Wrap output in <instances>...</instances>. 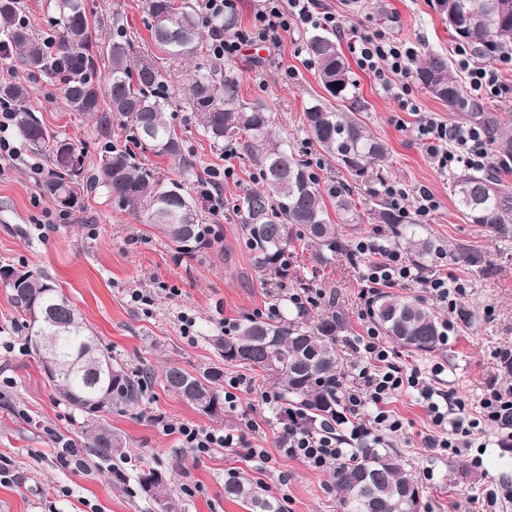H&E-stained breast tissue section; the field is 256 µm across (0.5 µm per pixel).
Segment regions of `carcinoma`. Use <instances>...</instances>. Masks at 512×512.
Masks as SVG:
<instances>
[{"instance_id": "obj_1", "label": "carcinoma", "mask_w": 512, "mask_h": 512, "mask_svg": "<svg viewBox=\"0 0 512 512\" xmlns=\"http://www.w3.org/2000/svg\"><path fill=\"white\" fill-rule=\"evenodd\" d=\"M46 6L54 13L57 27L49 55L30 44L28 27L16 21L18 0H0V43L18 51L27 69L47 71L59 79L66 110L100 122L101 113L109 111L131 125L134 143L187 171L194 168L193 156L167 119L173 101L159 65L150 57L135 59L137 50L127 39L102 37L87 15L85 0H46ZM142 7L151 40L166 60H190L199 50L204 31L227 34L240 25L235 11L203 17L193 0H142ZM448 32L473 58L491 61L512 46V0H450ZM305 50L330 99H318L306 107L304 128L325 154L361 177L385 161L388 146L366 135L357 120L343 116L329 103L333 99L348 103L354 111L364 108L336 36L314 32L306 38ZM103 68L107 72L104 86L98 78ZM415 76L448 111L465 113L490 130L491 164L457 176L451 194L469 223L481 225L490 237H512V184L505 180L512 175V132L464 96L448 55L427 54ZM31 95L19 80L0 82V101L17 105L14 131L41 164L40 187L58 207L76 208L80 189L102 194L143 216L185 254L211 246V225L203 223L204 184L198 185L195 197L179 181L163 185L127 147L108 146L95 163L88 164L84 147L41 123L28 106ZM190 104L202 117V135L210 147L222 151L225 144H235L239 158L256 171L258 186L246 190L233 204L244 217L243 231L256 269L273 276L281 287L288 279L289 254L296 243L319 267L350 253L339 225L358 219L351 186L341 183L324 191L288 139L273 135L268 105L241 103L238 81L224 74L220 60L199 68L191 84ZM331 208L336 211V224L329 217ZM375 220L390 227L395 247L425 267L433 242L418 233L416 220L384 200ZM18 276V281L4 285L11 290L14 306L28 317L30 349L62 400L83 418L80 445L63 438L57 441L59 461L82 466L94 458L100 466L108 464L122 454L121 441L101 418L139 406L154 373L147 368L130 371L119 364L112 365L110 373L101 372L100 360H110L112 355L98 346L76 307L51 277L30 271H20ZM279 308L274 317L247 316L210 340L224 362L256 368L278 388L283 431L338 423L336 336L347 330L345 314L332 306L313 320L308 310L290 307L286 295ZM368 317L401 347L432 353L442 343L439 318L421 297L379 290L368 300ZM162 378L167 389L202 413L213 417L222 413V370L209 368L196 375L171 366ZM332 478L343 512H406L404 492L420 490L399 450L379 440L361 443L350 460L336 464ZM138 485L160 512H178L162 472L151 467L141 470ZM224 496L247 512H284L279 499L248 481L225 483Z\"/></svg>"}]
</instances>
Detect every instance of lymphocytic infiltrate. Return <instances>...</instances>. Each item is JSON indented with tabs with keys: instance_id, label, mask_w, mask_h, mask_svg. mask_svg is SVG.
Listing matches in <instances>:
<instances>
[{
	"instance_id": "lymphocytic-infiltrate-1",
	"label": "lymphocytic infiltrate",
	"mask_w": 512,
	"mask_h": 512,
	"mask_svg": "<svg viewBox=\"0 0 512 512\" xmlns=\"http://www.w3.org/2000/svg\"><path fill=\"white\" fill-rule=\"evenodd\" d=\"M324 29L341 32L335 13L320 9L318 0H259L247 29L235 36H213L209 50L218 59L234 57L243 45L260 41L280 47L288 34L303 29ZM350 54L358 66L370 73L382 92L395 100L401 111L413 116L411 136L424 147L428 159L440 173L458 169H480L490 160V141L482 126L450 124L431 113L420 111L415 100L414 63L417 51L382 31L351 34L347 40ZM457 66L465 74L471 96H500L511 91L502 81V74L512 69V54H505L492 63L475 62L465 50L457 52ZM359 253L372 261L361 274L366 293L393 288L410 281L424 288L449 310H456L463 294L454 279L435 273L421 274L408 265L398 250L371 237L358 241ZM353 348L359 353L355 385L341 388L344 414L342 423L350 424V438L384 439L403 433L402 419L389 407L391 398L402 390L418 392L432 428L422 435L421 445L438 453L461 454L475 447L484 433V424L497 426L502 447H512V386L491 387L475 410H467L465 402L454 392L426 385L419 370L401 373L389 359V352L376 328H367L355 337ZM164 430L177 434L182 447L195 455L237 448L239 434L220 428L205 429L193 424H168ZM281 453L303 461L316 471L334 468L348 458V449L335 432L292 430L278 437Z\"/></svg>"
}]
</instances>
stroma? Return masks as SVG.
<instances>
[{"mask_svg": "<svg viewBox=\"0 0 512 512\" xmlns=\"http://www.w3.org/2000/svg\"><path fill=\"white\" fill-rule=\"evenodd\" d=\"M434 3L323 0L346 28L384 31L411 43L421 58L433 50L455 55L457 46L448 34V21ZM86 9L101 20L107 36L113 33V15H121L122 36L137 50L153 52L141 0H86ZM305 38V32L294 33L277 49L247 43L237 58L225 61L224 70L238 79L244 102L261 99L270 105L276 132L287 135L303 159L320 161L323 186L351 183L359 219L344 228L349 241L375 234L372 217L383 183L409 191L424 186L434 193L440 207L424 223L434 243L427 265L465 283L466 294L458 312L436 310L439 320L450 326L445 344L428 354L397 346L394 358L402 367L424 371L442 365L439 387L458 390L470 403H478L492 381L512 383V372L494 357L496 349L512 347V238H489L480 226L467 222L453 203L451 176L437 172L422 147L396 127L398 105L379 92L369 73H356L365 102L357 118L390 148L382 175L370 172L352 181L344 168L312 144L302 127L303 112L325 91L302 53ZM210 60L203 47L195 61L165 65L173 99L167 117L195 159L193 172L181 173L176 162L151 150L136 151L158 181L182 182L190 193L199 179L224 167L223 156L213 153L202 136L188 97L196 65ZM289 69L294 72L290 78L285 75ZM17 78L32 87L30 105L43 125L83 144L89 160H96L105 146L125 144L128 129L122 120L113 117L102 125L66 111L56 79L25 71L16 57L0 59V82ZM38 181V175L24 164L0 176V267L46 271L80 310L100 347L128 368L146 367L159 373L174 364L195 373L218 366L226 377L252 379L253 387L239 391L238 411L210 417L166 390L162 382H154L140 407L107 418L125 446V457L114 458L112 467L100 471L62 466L56 441L78 440L80 418L40 370L26 345L27 329L11 301V291L0 283V462L13 475L11 481L0 484V512H155L137 484L140 469L148 467L169 479L179 512H245L224 497V484L233 477L262 482L270 493L283 498L285 512H338L329 472L280 455L276 438L281 426L271 406L261 402V393L269 388L261 372L225 364L210 341L211 335L220 333L221 321L239 322L281 294L280 289L265 285L254 268L241 214L228 210L217 216L205 211V221L214 232L213 245L190 257L177 252L143 217L103 195H82L79 210L61 213L41 194ZM466 250L485 255L488 270L457 262V255ZM363 265L361 256L341 257L317 272L305 252L294 255L292 263L298 275L311 279L314 289L322 292L321 306L335 304L347 315L348 331L338 342L340 368L346 376L352 375L358 358L349 339L363 334L369 323L359 280ZM133 288L157 290L151 310L131 301ZM184 314L196 319L195 337L181 331ZM390 407L408 424L406 436L394 438L392 444L418 478L425 512H476L478 499L490 489L496 490L498 500L488 512H512V447L500 448L492 442L462 455L437 456L419 448L414 439L415 433L429 426L416 395L399 393ZM244 412L262 417L264 431L244 433L232 452L218 450L197 458L182 448L177 435L162 429L166 422H189L233 430ZM255 449L264 450L269 463L253 458ZM116 468L121 471L117 477L112 474Z\"/></svg>", "mask_w": 512, "mask_h": 512, "instance_id": "35a3bbf8", "label": "stroma"}]
</instances>
